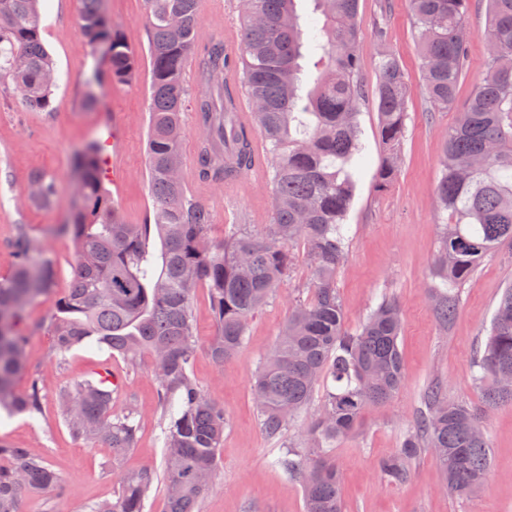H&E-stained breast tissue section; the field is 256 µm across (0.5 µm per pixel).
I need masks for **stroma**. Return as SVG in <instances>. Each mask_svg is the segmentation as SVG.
<instances>
[{
  "instance_id": "obj_1",
  "label": "stroma",
  "mask_w": 512,
  "mask_h": 512,
  "mask_svg": "<svg viewBox=\"0 0 512 512\" xmlns=\"http://www.w3.org/2000/svg\"><path fill=\"white\" fill-rule=\"evenodd\" d=\"M81 0H44L41 36L53 57L59 80L52 108L44 112L22 104L11 80L0 81V281L17 265L12 241L27 230L38 250L56 263L52 295L30 303L24 321H46L56 298L69 288L75 244L59 233L73 212L75 157L93 140L101 142L102 177L112 184L113 199L124 223H144L152 210L148 189V94L152 60L144 0H103V10L134 52L137 72L128 84H103L100 104L89 108L86 78L96 60L79 25ZM481 0H473L466 17L472 34L467 72L459 95L467 97L486 61L481 34L486 26ZM357 25L361 80L367 91L378 82L377 61L382 50L395 54L411 85L407 101L406 136L400 171L385 192H375L381 162L379 113L374 98L361 107L359 123L366 164L360 173L347 224L349 246L337 276L345 309V325L354 330L370 308L386 294L402 309V353L405 379L392 400L367 409L355 432L337 443L332 455L343 472L344 512H512V405L494 409L487 420L492 469L487 486L456 499L443 489V474L429 453L413 463L409 483L396 485L379 472L378 461L394 453L402 435L413 425L420 396L431 381H440L449 398L479 403L472 380L473 359L484 342L500 291L512 282V246L487 258L462 290L457 316L448 330L436 323L426 294L439 232L435 198L441 146L457 114L438 110L422 89L408 0H359ZM243 27L241 0H209L201 11L200 41L224 37L226 27ZM56 178L59 193L48 209L33 208L25 200L32 173ZM191 191L210 215V237L219 242L225 230L248 225L264 232L271 220L269 182L244 181L237 195L193 183ZM290 274L274 299L248 323L245 340L231 360L216 363L208 346L215 322L206 288H196L192 310L199 348L194 376L204 392L221 404L229 424L224 432L221 463L215 486L198 504V512H304L298 482L279 469L275 460L283 441L268 439L259 424L252 382L263 355L274 345L288 317L293 298L306 295L310 266L302 246L288 248ZM108 367L118 380L112 411L135 408L139 422L137 445L120 458L103 443L74 438L60 422L58 391ZM42 379L44 399L36 417L0 413V440L16 448H40L60 474L64 494L31 492L21 499V512H90L100 501L112 499L122 479L145 468L161 470L164 450L158 439L157 388L151 362L112 356L108 351L77 348L58 360L47 333L31 334L27 365L16 379L24 391L31 373Z\"/></svg>"
}]
</instances>
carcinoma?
I'll return each mask as SVG.
<instances>
[{
    "label": "carcinoma",
    "mask_w": 512,
    "mask_h": 512,
    "mask_svg": "<svg viewBox=\"0 0 512 512\" xmlns=\"http://www.w3.org/2000/svg\"><path fill=\"white\" fill-rule=\"evenodd\" d=\"M38 2L0 0V76L12 79L26 106L46 111L56 70L41 38ZM102 2L83 0L79 17L90 46L105 40L109 47L104 65L95 66L93 85L124 84L134 76L136 58L108 24ZM145 2L152 58V217L144 224L121 221L102 184L100 145L86 144L76 157L73 219L59 227L75 240L76 254L71 286L46 322L55 353L62 360L76 347L98 346L130 360L151 357L167 512H195L214 485L228 420L192 373L194 290L208 288L216 326L209 351L223 363L237 354L248 320L287 276L288 246L302 244L312 272L308 296L291 304L253 378L252 394L264 433L279 440L322 392L303 441L282 447L277 463L299 482L305 512H342V475L330 449L356 430L367 408L386 405L404 380L399 304L382 297L351 331L336 282L346 258V218L364 164L359 0H313L307 16L298 13L297 0H244L242 83L253 104L250 126L233 122L237 89L224 82V43L199 45L200 0ZM483 2L487 66L461 102L471 40L465 18L472 0H409L425 95L434 108L458 112L439 156L435 195L442 223L427 286L443 327L454 320L461 288L477 267L512 244V0ZM192 56L191 88L184 67ZM308 57L322 61L313 78L301 64ZM377 69L383 146L377 187L384 188L399 170L409 83L388 50L379 54ZM188 108L199 128L197 177L205 183L221 185L247 172L253 132L260 134L272 189L265 234L234 227L220 244L210 242L208 211L184 179L172 176V167H182V115ZM57 193L56 179L37 173L27 203L46 209ZM12 248L16 269L0 282V412L34 417L43 398L40 377L30 375L22 393L15 388L26 366L23 312L51 294L56 266L24 229ZM474 368L478 406L448 398L437 381L426 387L414 426L378 462L389 482H408L413 461L428 449L449 496L468 497L484 487L492 461L486 421L497 406L512 403V391L500 388L501 380L512 379V283L503 288ZM112 393L108 375L96 372L60 391L57 401L74 437L104 443L116 459L135 447L139 424L132 408L112 414ZM1 457L9 464L0 465V512H20L28 491H63L59 474L37 449L0 443ZM156 480L151 468L126 477L114 498L90 512H145Z\"/></svg>",
    "instance_id": "obj_1"
}]
</instances>
